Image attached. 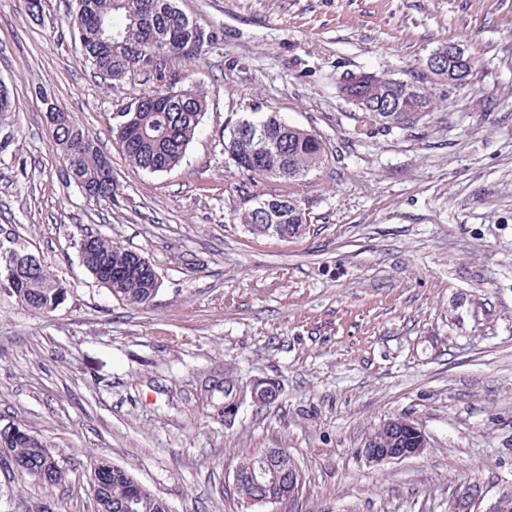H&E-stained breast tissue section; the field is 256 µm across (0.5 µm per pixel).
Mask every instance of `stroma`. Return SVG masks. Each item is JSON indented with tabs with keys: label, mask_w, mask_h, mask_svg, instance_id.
<instances>
[{
	"label": "stroma",
	"mask_w": 512,
	"mask_h": 512,
	"mask_svg": "<svg viewBox=\"0 0 512 512\" xmlns=\"http://www.w3.org/2000/svg\"><path fill=\"white\" fill-rule=\"evenodd\" d=\"M213 31L104 86L79 55L75 0H0V228L68 289L48 314L0 293V423L38 433L68 472L46 489L0 466V512H94L89 461L132 471L171 512H247L234 467L287 448L305 484L292 512H474L512 490V0H178ZM472 57L464 85L425 69L442 43ZM424 83L414 125L354 136L340 76ZM197 84L207 111L181 163L150 174L112 136L142 93ZM45 87L112 162L115 200L64 174ZM279 112L323 141L298 181L252 179L224 151L244 112ZM305 205L306 231L254 235L257 195ZM155 268L152 304L114 298L83 266L87 233ZM278 396L258 408L254 384ZM234 413L221 416L225 400ZM414 422L421 455L361 454L387 419Z\"/></svg>",
	"instance_id": "stroma-1"
}]
</instances>
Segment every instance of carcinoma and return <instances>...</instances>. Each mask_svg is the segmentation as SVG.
<instances>
[{
  "instance_id": "carcinoma-1",
  "label": "carcinoma",
  "mask_w": 512,
  "mask_h": 512,
  "mask_svg": "<svg viewBox=\"0 0 512 512\" xmlns=\"http://www.w3.org/2000/svg\"><path fill=\"white\" fill-rule=\"evenodd\" d=\"M73 25L79 32L80 51L104 80H118L131 69L147 62L159 66L162 48L177 54L190 40L193 30L190 17L181 11L176 0H81ZM337 93L344 99L355 96L360 111L353 134L366 138L375 131L407 127L431 108V96L418 83L390 78L376 71L346 74L336 82ZM167 91L154 89L142 95L138 111L128 112L124 128L113 133L126 159L151 174L172 170L184 158L188 146L207 109V95L197 89L187 98H168ZM386 104L387 112L375 107ZM88 139L73 117L56 129V140L66 167L67 177L82 186L84 180H97L99 199L112 201L117 184L112 175L100 178V150L85 147ZM224 151L237 168L252 178L268 177L299 180L317 168L324 157L321 139L312 131L289 124L276 112H245L233 125L225 128ZM266 200L260 195L238 214L240 223L250 230L263 231L265 224H281L291 237L301 235L310 222L302 202L279 195L271 198L268 210H259ZM84 249L87 266L92 271L104 266L130 279L112 280L106 289L130 306L152 303L160 287L154 276L137 265L138 253L109 239L87 235ZM63 283L42 264L17 276L11 296L25 309L39 314L56 310ZM54 452L32 430L0 447V463L12 472L30 478L45 487L55 488L67 482L60 463H51ZM90 494L95 512H170L166 501L143 486L126 468L106 458L90 461Z\"/></svg>"
}]
</instances>
